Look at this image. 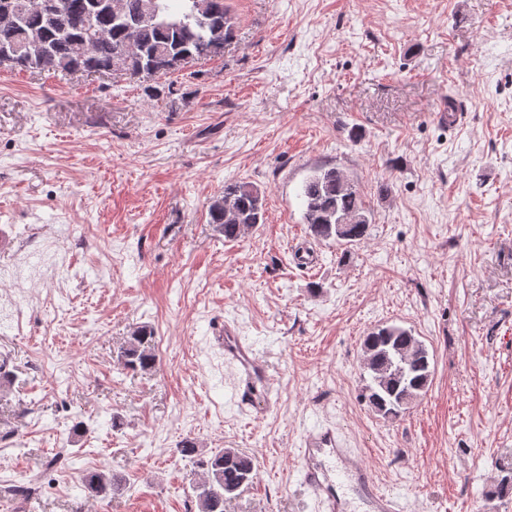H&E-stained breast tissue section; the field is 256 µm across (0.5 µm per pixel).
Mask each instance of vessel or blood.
Returning <instances> with one entry per match:
<instances>
[{"instance_id": "b4317fda", "label": "vessel or blood", "mask_w": 512, "mask_h": 512, "mask_svg": "<svg viewBox=\"0 0 512 512\" xmlns=\"http://www.w3.org/2000/svg\"><path fill=\"white\" fill-rule=\"evenodd\" d=\"M215 335L224 347V364L229 372L233 397L237 404L252 401L257 385L271 379L270 365L244 345L235 328L224 324ZM336 459L341 474L369 512H400L398 497L383 492L355 459L351 449L343 447L335 431L310 434L298 457L300 486L319 504L321 512H350L352 503L340 495L326 469L327 459Z\"/></svg>"}]
</instances>
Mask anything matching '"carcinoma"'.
Listing matches in <instances>:
<instances>
[{"label":"carcinoma","mask_w":512,"mask_h":512,"mask_svg":"<svg viewBox=\"0 0 512 512\" xmlns=\"http://www.w3.org/2000/svg\"><path fill=\"white\" fill-rule=\"evenodd\" d=\"M235 37L225 0H63L50 10L44 0H0V67L53 74H110L125 54L124 74L153 78L224 52ZM303 222L317 240L353 246L370 226L354 181L334 167H318L302 186ZM263 191L247 181H227L209 205V223L234 240L263 223ZM152 331L132 330L119 358L133 371L156 366ZM433 356L412 330L379 325L362 344L369 381L360 397L386 418H399L428 392ZM193 492L199 512H224V504L252 483L255 464L238 448H219L196 461ZM500 479L489 499L512 494V452L498 459ZM82 487L91 496L117 493L120 480L102 471L87 473Z\"/></svg>","instance_id":"1"}]
</instances>
